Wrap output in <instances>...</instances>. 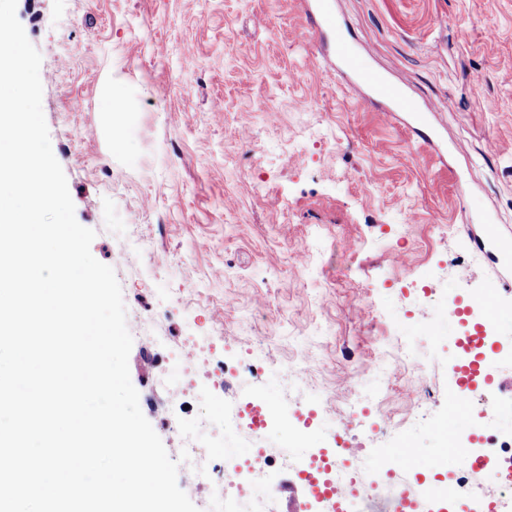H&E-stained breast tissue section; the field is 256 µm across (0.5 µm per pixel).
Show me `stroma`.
<instances>
[{"instance_id": "stroma-1", "label": "stroma", "mask_w": 512, "mask_h": 512, "mask_svg": "<svg viewBox=\"0 0 512 512\" xmlns=\"http://www.w3.org/2000/svg\"><path fill=\"white\" fill-rule=\"evenodd\" d=\"M334 7L367 63L433 109L446 155L355 104L299 40L297 0H18L16 14L42 57L76 219L95 230L91 252L114 269L127 311L145 313L130 378L171 459L204 439L221 460L224 441L206 428L248 390H269L282 415L318 409L309 443L334 447L352 387L380 360L389 389L354 433L353 464L407 446L399 477L421 481L436 470L453 377L440 297L466 302L494 284L512 303V271L478 244L488 222L512 238V0ZM199 318L213 372L184 396L169 352ZM248 348L304 365L330 402L283 392L273 373L217 376ZM410 355L424 356L419 373ZM422 387L431 418L408 434L396 422Z\"/></svg>"}]
</instances>
